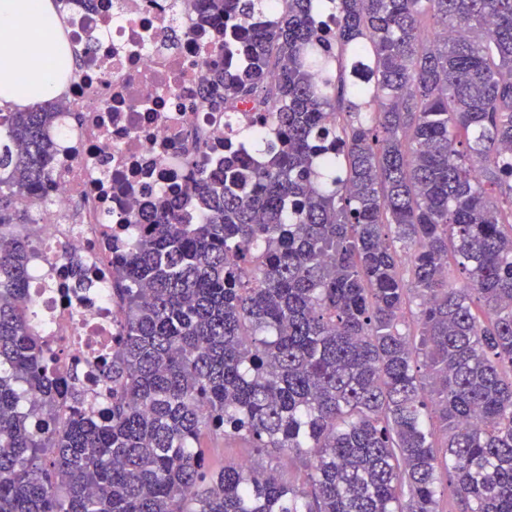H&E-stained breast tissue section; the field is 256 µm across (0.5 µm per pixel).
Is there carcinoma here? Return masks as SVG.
Returning <instances> with one entry per match:
<instances>
[{"mask_svg": "<svg viewBox=\"0 0 512 512\" xmlns=\"http://www.w3.org/2000/svg\"><path fill=\"white\" fill-rule=\"evenodd\" d=\"M204 2L248 45L211 106L263 93L276 142L145 217L95 418L56 413L11 233L63 109L0 107V512H440L442 471L459 512H512V0ZM210 432L305 481L210 471Z\"/></svg>", "mask_w": 512, "mask_h": 512, "instance_id": "carcinoma-1", "label": "carcinoma"}]
</instances>
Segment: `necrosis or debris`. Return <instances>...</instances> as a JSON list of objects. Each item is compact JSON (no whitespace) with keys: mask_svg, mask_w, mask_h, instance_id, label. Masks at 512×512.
<instances>
[{"mask_svg":"<svg viewBox=\"0 0 512 512\" xmlns=\"http://www.w3.org/2000/svg\"><path fill=\"white\" fill-rule=\"evenodd\" d=\"M60 23L76 47L77 70L61 101L79 113L51 136L56 151L38 198H21L32 221L27 308L32 331L53 351L52 380L62 399L79 392L87 415L101 414L112 393L106 372L120 318L108 289L146 216L178 197L192 178L197 142L205 164L242 152L238 129L269 130L253 99L211 110L203 76L235 74L239 51L223 50V26L201 19L199 0H61Z\"/></svg>","mask_w":512,"mask_h":512,"instance_id":"1","label":"necrosis or debris"}]
</instances>
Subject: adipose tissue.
Listing matches in <instances>:
<instances>
[{"instance_id":"ef3b65f1","label":"adipose tissue","mask_w":512,"mask_h":512,"mask_svg":"<svg viewBox=\"0 0 512 512\" xmlns=\"http://www.w3.org/2000/svg\"><path fill=\"white\" fill-rule=\"evenodd\" d=\"M60 31L53 0H0V106L25 109L61 94L59 72L75 54Z\"/></svg>"}]
</instances>
